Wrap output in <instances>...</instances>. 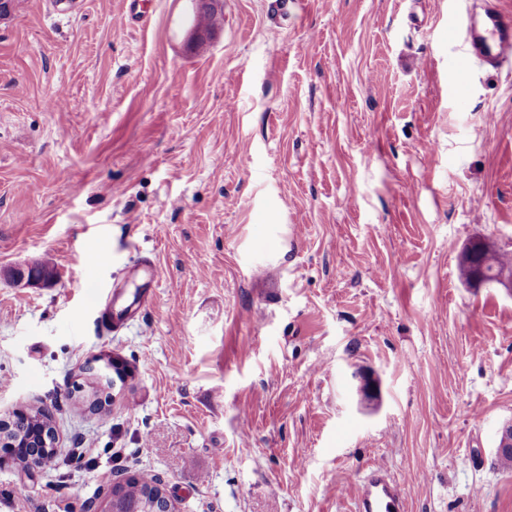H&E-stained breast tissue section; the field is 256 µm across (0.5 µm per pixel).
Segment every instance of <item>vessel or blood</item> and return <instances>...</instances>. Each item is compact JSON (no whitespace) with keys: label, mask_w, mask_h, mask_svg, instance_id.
Masks as SVG:
<instances>
[{"label":"vessel or blood","mask_w":512,"mask_h":512,"mask_svg":"<svg viewBox=\"0 0 512 512\" xmlns=\"http://www.w3.org/2000/svg\"><path fill=\"white\" fill-rule=\"evenodd\" d=\"M482 14L465 22L450 20L449 30L463 51L481 67L498 70L512 64V10L498 7L496 0H484ZM142 302L141 295L113 298L106 318L111 328H119ZM355 512H405L402 485L379 464L370 465L367 472L350 488Z\"/></svg>","instance_id":"1"}]
</instances>
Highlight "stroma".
Returning a JSON list of instances; mask_svg holds the SVG:
<instances>
[{
    "mask_svg": "<svg viewBox=\"0 0 512 512\" xmlns=\"http://www.w3.org/2000/svg\"><path fill=\"white\" fill-rule=\"evenodd\" d=\"M272 2L200 39L192 0L0 19V416L57 430L0 512H87L123 472L178 512H353L373 463L407 512H512V297L458 264L512 256V67L448 39L480 0ZM45 260L51 286L8 276ZM102 286L145 292L112 332ZM103 353L130 372L106 421L74 390ZM475 244H473L472 249L466 248L461 253V274L465 280H467L470 274L476 267H479L485 261V253L479 252L475 250ZM485 282L479 271H475L470 276L469 282L467 285L471 288H480L485 286Z\"/></svg>",
    "mask_w": 512,
    "mask_h": 512,
    "instance_id": "35a3bbf8",
    "label": "stroma"
}]
</instances>
